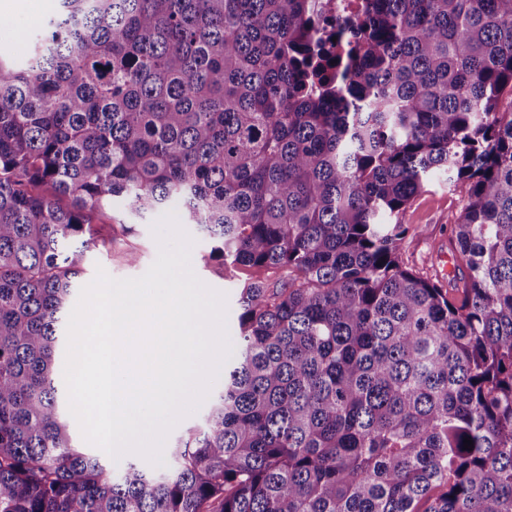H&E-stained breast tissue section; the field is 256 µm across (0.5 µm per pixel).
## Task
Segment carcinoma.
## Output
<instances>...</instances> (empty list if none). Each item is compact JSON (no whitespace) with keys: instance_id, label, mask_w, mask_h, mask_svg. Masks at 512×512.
Returning a JSON list of instances; mask_svg holds the SVG:
<instances>
[{"instance_id":"obj_1","label":"carcinoma","mask_w":512,"mask_h":512,"mask_svg":"<svg viewBox=\"0 0 512 512\" xmlns=\"http://www.w3.org/2000/svg\"><path fill=\"white\" fill-rule=\"evenodd\" d=\"M59 0L0 49V512H512V0ZM464 188L447 274L401 215ZM173 203L245 285L163 472L71 443L59 327L93 219ZM473 442L464 448V439ZM315 11L323 19V23L335 22L336 17L353 18L361 0H313Z\"/></svg>"}]
</instances>
